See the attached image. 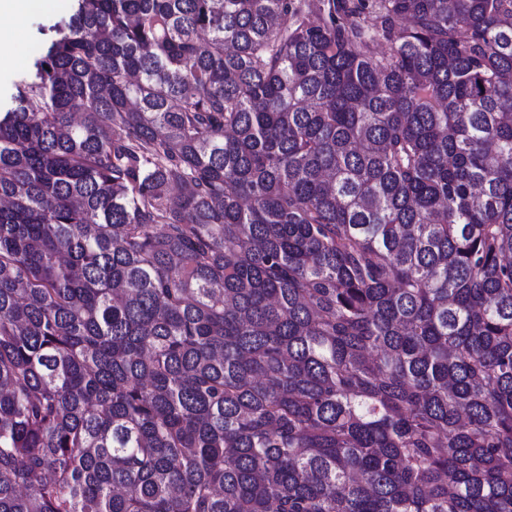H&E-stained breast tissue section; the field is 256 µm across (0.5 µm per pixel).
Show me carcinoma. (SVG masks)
Instances as JSON below:
<instances>
[{"mask_svg": "<svg viewBox=\"0 0 512 512\" xmlns=\"http://www.w3.org/2000/svg\"><path fill=\"white\" fill-rule=\"evenodd\" d=\"M0 111V512H512V0H72Z\"/></svg>", "mask_w": 512, "mask_h": 512, "instance_id": "1", "label": "carcinoma"}]
</instances>
